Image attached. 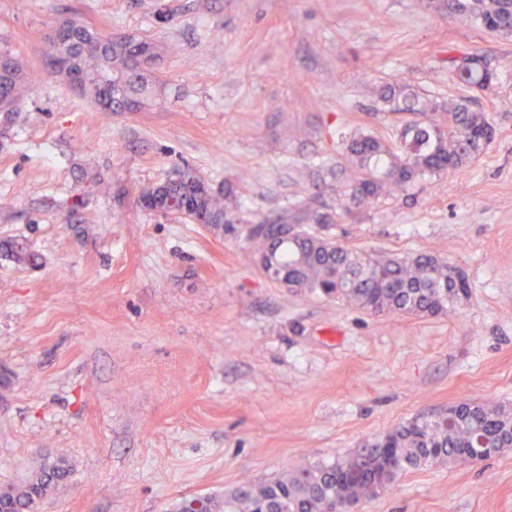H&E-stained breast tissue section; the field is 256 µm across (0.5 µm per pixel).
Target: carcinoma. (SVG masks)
<instances>
[{
	"instance_id": "obj_1",
	"label": "carcinoma",
	"mask_w": 512,
	"mask_h": 512,
	"mask_svg": "<svg viewBox=\"0 0 512 512\" xmlns=\"http://www.w3.org/2000/svg\"><path fill=\"white\" fill-rule=\"evenodd\" d=\"M448 13L469 19L486 31L512 36V0H444ZM149 42L114 38L72 20L56 42L48 43L46 59L66 57L83 73L80 93L102 112H122L130 98H145L148 78L142 54ZM453 83L470 92L487 91L495 78L479 54L448 55ZM31 78L26 62L0 50V115L9 123ZM109 94L110 105L101 106ZM380 100L389 111L413 119L385 137L361 130L340 133L344 163L336 182V210L348 214L380 202L393 191H405L418 181L459 171L493 139L494 127L486 112L474 110L470 100L448 102L449 124L436 119V106L405 84H391ZM149 209L162 208L178 197L186 217L205 223L232 224L226 204L229 194L212 191L189 168L176 169L165 183L151 190ZM283 224H258L246 239L261 261L276 266L274 281L287 288L334 298L373 314L414 317L446 315L468 291L464 271L448 274L449 262L420 253L406 258L378 256L345 247L312 234L302 225L284 236ZM23 266H36L40 256L16 241L0 244ZM512 448V412L502 407L464 404L451 406L434 419L411 420L381 438L364 444L349 458L292 468L263 482L246 483L220 496L187 500L181 512H335L336 500L355 504L367 494L368 483H382L386 493L403 473L436 463L478 455L496 456ZM67 475L65 467H43L28 483L0 492V512H35L37 501Z\"/></svg>"
}]
</instances>
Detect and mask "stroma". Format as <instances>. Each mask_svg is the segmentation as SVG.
<instances>
[{
	"label": "stroma",
	"mask_w": 512,
	"mask_h": 512,
	"mask_svg": "<svg viewBox=\"0 0 512 512\" xmlns=\"http://www.w3.org/2000/svg\"><path fill=\"white\" fill-rule=\"evenodd\" d=\"M154 39L144 110L95 111L46 70L66 17ZM32 73L0 137V489L62 460L36 512H179L189 499L343 459L463 403L512 408V37L430 0H0ZM497 79L494 141L462 171L306 230L460 266L455 312L374 316L271 280L245 239L336 212V131L392 135L380 91L447 102L449 55ZM191 167L236 223L142 209ZM360 512H512V449L404 473ZM3 249L11 258L23 266H36L40 262V256L23 244L16 241H4L1 243Z\"/></svg>",
	"instance_id": "obj_1"
}]
</instances>
